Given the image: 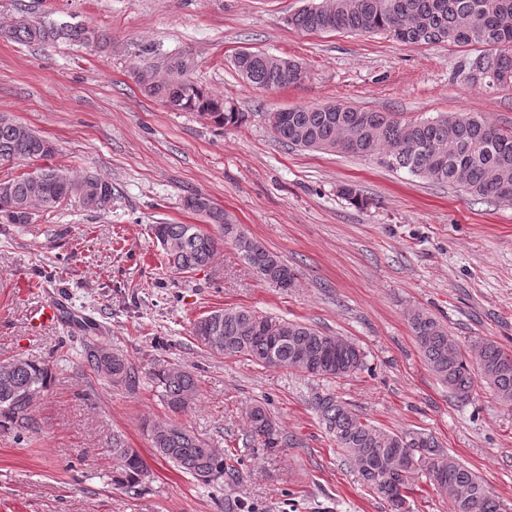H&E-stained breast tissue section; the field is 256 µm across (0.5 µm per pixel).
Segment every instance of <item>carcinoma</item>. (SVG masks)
Here are the masks:
<instances>
[{
  "instance_id": "cac0c4a2",
  "label": "carcinoma",
  "mask_w": 512,
  "mask_h": 512,
  "mask_svg": "<svg viewBox=\"0 0 512 512\" xmlns=\"http://www.w3.org/2000/svg\"><path fill=\"white\" fill-rule=\"evenodd\" d=\"M324 12L309 2L289 22L308 32L383 33L407 18L419 20L405 28L398 42L432 44L450 41L459 46L480 44L484 53L469 63L470 78L488 87L512 86V0H334ZM465 21L477 23L467 31ZM8 36L22 44L67 40L87 44L101 37L81 26L17 20ZM236 71L249 84L277 90L300 82V65L262 51L236 53ZM188 63L179 61L163 75L153 68L137 72L144 92L177 112H194L219 127L237 128L247 115L185 77ZM272 131L291 147L347 155L378 156L396 170L436 184L452 185L472 200L512 202V131H504L481 115L452 113L401 122L388 112L363 110L336 103L291 108L281 113ZM55 144L28 126L0 116V164L48 159ZM100 194L105 211L112 203V182L96 174L74 177L46 166L0 181V223L29 224L35 210L50 211L72 198ZM184 207L206 218L217 230L197 224H155L171 250L167 263L187 272L212 263L221 242L232 243L258 276L284 290L296 285L297 273L280 256L245 234L224 210L194 193ZM409 324L435 377L460 402L472 397L475 380L497 401L512 409V352L491 340H477L470 358L447 328L431 313L417 309ZM192 335L207 350L224 357L247 356L258 365L288 367L312 377L342 379L364 368V352L347 339L316 326L274 318L247 308L213 310L193 323ZM114 386L134 387L139 375L119 352L103 355ZM161 388L164 404L173 413L184 411L197 396L193 375L174 363L160 364L150 373ZM51 368L44 361L14 359L0 362V431L22 441L38 433L32 413L37 392L48 387ZM313 404L336 447L355 466L366 488L390 505L392 512H410L413 475L444 495L452 512H505L487 484L455 457L422 433L394 432L371 424L332 392L317 393ZM249 437L270 452L288 446L267 408L256 403L247 413ZM156 456L199 480L217 481L237 473L236 454H219L193 430L173 421L147 425ZM115 481L137 489L148 477L142 456L112 436Z\"/></svg>"
}]
</instances>
